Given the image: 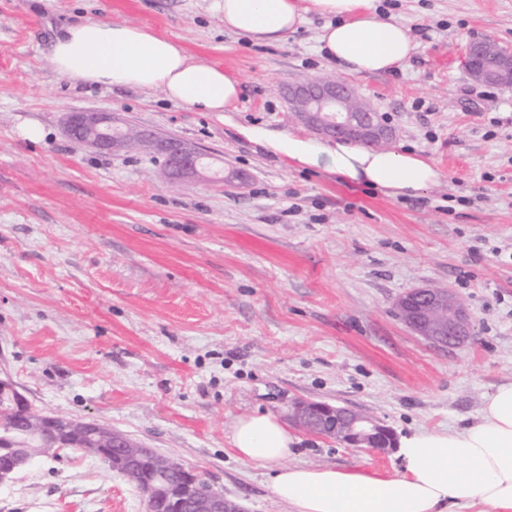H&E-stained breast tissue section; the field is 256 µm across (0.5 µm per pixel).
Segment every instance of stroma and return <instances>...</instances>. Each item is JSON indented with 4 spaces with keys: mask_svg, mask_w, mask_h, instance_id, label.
<instances>
[{
    "mask_svg": "<svg viewBox=\"0 0 512 512\" xmlns=\"http://www.w3.org/2000/svg\"><path fill=\"white\" fill-rule=\"evenodd\" d=\"M417 53L349 83L431 158L440 180L394 199L288 163L242 128L307 135L278 88L335 76L312 16L280 43L224 27L217 0H0V378L41 411L86 418L196 470L247 512H291L239 460L235 419L288 421L292 466L390 474L396 455L290 423L295 401L372 415L396 434L459 428L512 380V85L473 81L465 47L512 48V0H377ZM150 28L241 82L236 112L158 88L59 75L52 41L77 20ZM96 110L207 154L226 181L170 186L160 153H104L65 131ZM38 139H29V130ZM241 180H234V173ZM458 295L473 334L417 335L407 292ZM0 512H145L140 491L67 450L0 487Z\"/></svg>",
    "mask_w": 512,
    "mask_h": 512,
    "instance_id": "1",
    "label": "stroma"
}]
</instances>
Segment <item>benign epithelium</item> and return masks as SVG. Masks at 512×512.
I'll list each match as a JSON object with an SVG mask.
<instances>
[{"instance_id": "1", "label": "benign epithelium", "mask_w": 512, "mask_h": 512, "mask_svg": "<svg viewBox=\"0 0 512 512\" xmlns=\"http://www.w3.org/2000/svg\"><path fill=\"white\" fill-rule=\"evenodd\" d=\"M485 46L483 40L468 44L470 76L480 83L492 77L512 80V53L499 49L492 57L485 52ZM281 95L293 116L322 137L343 138L373 147L394 136V130L355 97L352 86L332 77L289 83L282 88ZM66 129L76 142L101 152L129 147L119 127L112 123V116L105 112H72L67 116ZM137 145L165 153L166 174L172 179L198 175L204 168L199 151L152 130L139 131ZM397 307L413 331L434 343L456 346L473 335L465 307L445 288H417L398 300ZM0 389L13 394L15 410L27 422L25 429L40 438L38 447L21 449L10 468H0V485L13 481L37 458H56L71 448L102 460L126 478L142 476L138 489L146 512H156L159 499L163 501L164 512H246L239 503L214 491L201 475L143 443L132 441L120 431L94 420L37 411L7 379H0ZM291 418L306 430L355 448H370L379 453L397 448V436L391 428L345 407L300 401L294 405Z\"/></svg>"}]
</instances>
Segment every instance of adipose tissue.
I'll use <instances>...</instances> for the list:
<instances>
[{
	"label": "adipose tissue",
	"instance_id": "obj_1",
	"mask_svg": "<svg viewBox=\"0 0 512 512\" xmlns=\"http://www.w3.org/2000/svg\"><path fill=\"white\" fill-rule=\"evenodd\" d=\"M225 29L279 42L308 15L323 20L318 50L350 76L401 68L418 45L374 0H221ZM50 63L90 84L158 88L167 99L201 112H231L238 79L199 61L171 39L132 25L88 19L68 26L51 47ZM297 165L322 167L356 183L413 196L440 179L428 158L407 149H371L323 142L262 126L243 130ZM293 439L270 412L239 416L231 443L239 460L271 472V489L292 512H512V381L497 385L477 422L455 431H417L400 441L393 475L292 466Z\"/></svg>",
	"mask_w": 512,
	"mask_h": 512
}]
</instances>
